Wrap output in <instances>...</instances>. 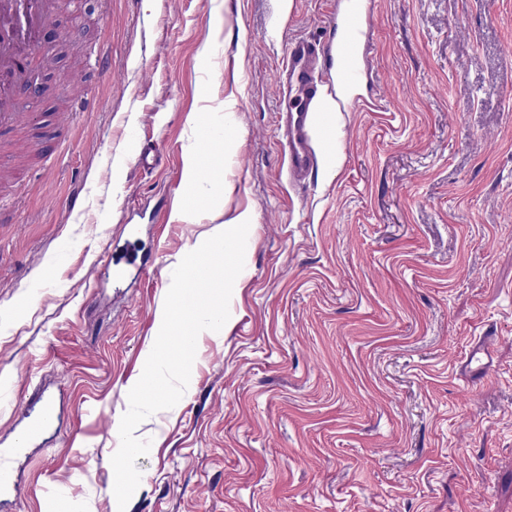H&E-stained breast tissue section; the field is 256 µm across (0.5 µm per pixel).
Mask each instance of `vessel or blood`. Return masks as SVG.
<instances>
[{
    "mask_svg": "<svg viewBox=\"0 0 512 512\" xmlns=\"http://www.w3.org/2000/svg\"><path fill=\"white\" fill-rule=\"evenodd\" d=\"M50 0H0V126H10L23 119L19 109L18 80L24 70L21 60L42 52L40 31L51 19ZM371 23V13L364 0H337L335 52L329 68H321L319 43L295 38L286 47L285 70L288 74V106L285 110V154L288 181L302 182L318 163V149L313 130V112L326 86H336L355 107H374L378 98H364L360 93L367 70L363 61L364 36ZM62 87L69 94L72 109L55 115L58 124L73 122L76 113L94 103L92 87L83 74L63 73ZM493 363L490 337H480L462 367L489 371Z\"/></svg>",
    "mask_w": 512,
    "mask_h": 512,
    "instance_id": "b4317fda",
    "label": "vessel or blood"
}]
</instances>
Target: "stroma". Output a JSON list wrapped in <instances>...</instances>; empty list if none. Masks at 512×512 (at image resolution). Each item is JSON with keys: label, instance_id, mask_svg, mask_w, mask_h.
I'll use <instances>...</instances> for the list:
<instances>
[{"label": "stroma", "instance_id": "stroma-1", "mask_svg": "<svg viewBox=\"0 0 512 512\" xmlns=\"http://www.w3.org/2000/svg\"><path fill=\"white\" fill-rule=\"evenodd\" d=\"M335 3L106 0L42 30L30 111H69L72 70L97 104L0 130V448L36 386L61 406L0 512H121L115 429L165 271L212 227L205 204L177 219L202 150L224 170L214 204L255 222L227 330L200 333L185 394L135 431L151 448L122 512H512V0H371L362 93L386 109L330 93L315 130L340 151L292 187L277 75L289 39L329 42ZM136 125L165 153L149 173L130 165ZM489 330L493 366L469 381ZM62 87L69 94L72 108L69 112H58L55 120L58 124L69 125L78 112H84L94 103L91 84L80 72L69 71L60 76Z\"/></svg>", "mask_w": 512, "mask_h": 512}]
</instances>
